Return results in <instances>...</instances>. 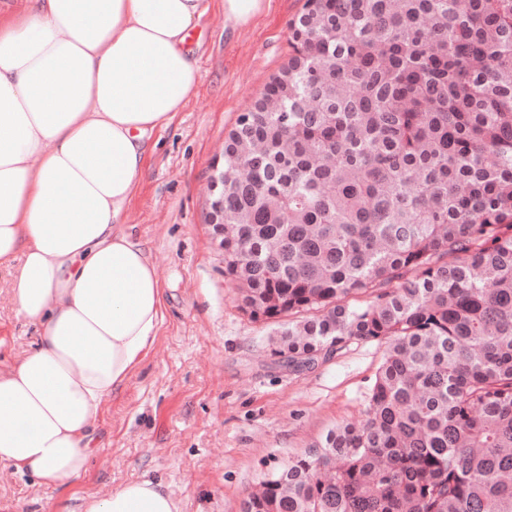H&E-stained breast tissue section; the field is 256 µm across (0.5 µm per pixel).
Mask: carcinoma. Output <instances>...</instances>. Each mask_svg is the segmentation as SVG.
<instances>
[{
    "mask_svg": "<svg viewBox=\"0 0 512 512\" xmlns=\"http://www.w3.org/2000/svg\"><path fill=\"white\" fill-rule=\"evenodd\" d=\"M224 153V275L314 362L385 344L364 417L250 512H512V0H305ZM373 294L363 306L347 298Z\"/></svg>",
    "mask_w": 512,
    "mask_h": 512,
    "instance_id": "obj_1",
    "label": "carcinoma"
}]
</instances>
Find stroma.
Masks as SVG:
<instances>
[{
    "instance_id": "obj_1",
    "label": "stroma",
    "mask_w": 512,
    "mask_h": 512,
    "mask_svg": "<svg viewBox=\"0 0 512 512\" xmlns=\"http://www.w3.org/2000/svg\"><path fill=\"white\" fill-rule=\"evenodd\" d=\"M304 0H271L244 26L218 0L192 30L200 80L181 112L154 132L121 222L148 251L165 291L148 354L105 401L98 454L79 481L54 489L0 465V512H81L83 496L134 480L162 482L180 512H240L248 494L333 429L362 419L384 345L351 338L314 364L275 356L278 327L242 311L208 224L207 187L238 115L287 63L290 21ZM0 268V369L35 344L38 328Z\"/></svg>"
}]
</instances>
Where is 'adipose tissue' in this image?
<instances>
[{
	"label": "adipose tissue",
	"instance_id": "ef3b65f1",
	"mask_svg": "<svg viewBox=\"0 0 512 512\" xmlns=\"http://www.w3.org/2000/svg\"><path fill=\"white\" fill-rule=\"evenodd\" d=\"M207 0H18L0 14V265L18 263L35 346L0 370V465L80 479L105 399L154 344L164 290L121 226L152 134L199 84L186 46ZM83 512H179L136 480Z\"/></svg>",
	"mask_w": 512,
	"mask_h": 512
}]
</instances>
